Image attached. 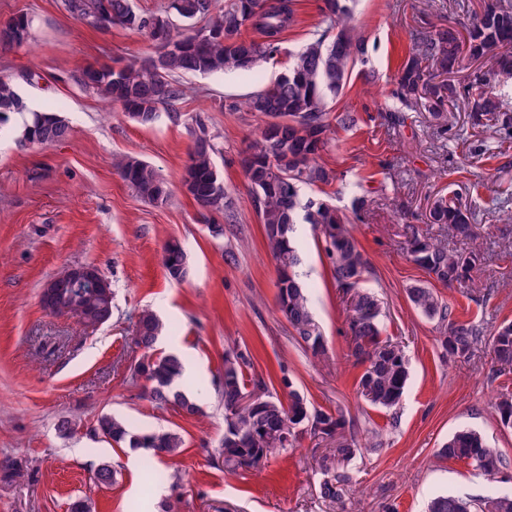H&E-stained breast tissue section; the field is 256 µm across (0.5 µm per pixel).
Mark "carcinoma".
Wrapping results in <instances>:
<instances>
[{"label":"carcinoma","instance_id":"obj_1","mask_svg":"<svg viewBox=\"0 0 512 512\" xmlns=\"http://www.w3.org/2000/svg\"><path fill=\"white\" fill-rule=\"evenodd\" d=\"M356 2L323 0L321 23L292 54L288 70L228 108L264 119L241 165L276 262L278 311L313 355L324 353L322 336L309 309L307 287L297 274L302 258L293 236L296 225L312 224L324 237L337 287L349 295L350 353L364 366L356 381L357 392L371 407L387 409L403 395L410 376L408 360L398 346L380 340V303L359 288L369 265L351 234L348 219L336 206L319 198L305 199L301 194L305 186L336 181L349 192L360 187L320 163L336 126L345 128L355 122L349 112L330 117V109L344 95L355 67L368 63L366 38L354 24ZM64 6L76 19L93 27L119 25L155 43L154 55L124 65L118 73L105 65L85 70L79 77L85 89L109 106L121 107L142 126L155 124L166 110L170 116H177L176 105L184 96L179 78L185 75H254L261 62L280 51L281 34L294 16L293 0H170L160 14L140 13L131 0H64ZM246 27L256 30L260 38L242 39ZM29 28L23 14L0 21V33L14 32L23 42L28 39ZM465 32L463 36L450 26L434 30L410 50L395 78L398 98L423 107L444 130L448 128V101H456L458 91L437 77L459 70L466 59H487L494 74L512 79V8L485 0L482 11ZM488 84L486 74H474L464 88L463 102L476 122L488 116L498 125V148L502 149L505 143L512 144V114L502 111L497 98L487 91ZM23 108L12 85L0 79V123L5 121L6 113ZM197 126L199 134L194 138L182 184L200 207L223 213L224 223L231 226L238 223V218L213 160L215 145L204 125L199 122ZM70 131L68 121L59 113L35 112L24 126L19 145L50 146L68 138ZM116 169L142 200L163 204L170 198L168 182L153 165L125 156L116 163ZM429 221L450 228L457 238L475 236L471 213L456 197L437 198L430 208ZM408 254L417 267L443 286L465 282L481 261L475 250H450L442 241L418 233L409 239ZM163 265L170 278L179 281L186 277V253L180 243L165 245ZM409 300L422 314L444 325L440 342L448 357L465 360L483 342L490 349L497 371L512 368V321L501 322L487 334L476 322L456 318L429 287L410 288ZM42 304L56 316L70 315L67 307L76 305L80 307L77 318L89 327L112 319V303L95 287H86L77 295L67 288L61 298L49 297ZM160 332L158 318L149 310L142 311L130 340L143 356L134 365L131 379L149 384L148 395L156 405H177L194 415L199 407L178 385L183 358L174 353H155ZM251 368L250 356L224 354L218 389L224 404V437L218 455L225 467L261 468L274 450L294 446L296 437L285 438L291 426L315 438L341 435L346 425L342 412L311 408L307 398L285 377L281 383L288 388V402L267 395L265 381L249 375ZM247 392L254 396V402L242 406L239 397ZM497 413L503 426H512L511 393L502 394ZM94 432L119 447L143 448L157 457L183 452L178 434L162 430L134 432L109 414L98 418ZM356 452L355 443L340 442L324 457L323 466L328 469L333 463L347 462ZM439 455L469 461L489 476L495 475L503 462L499 449L491 447L479 432L465 428L448 437ZM348 480L344 474L323 480L322 497L340 502ZM429 512H512V487L493 485L489 494L478 500L438 495L431 501Z\"/></svg>","mask_w":512,"mask_h":512}]
</instances>
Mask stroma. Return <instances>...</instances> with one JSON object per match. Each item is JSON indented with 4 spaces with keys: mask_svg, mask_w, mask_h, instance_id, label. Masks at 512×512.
I'll list each match as a JSON object with an SVG mask.
<instances>
[{
    "mask_svg": "<svg viewBox=\"0 0 512 512\" xmlns=\"http://www.w3.org/2000/svg\"><path fill=\"white\" fill-rule=\"evenodd\" d=\"M482 0H359L355 23L367 39L368 67H356L335 111L356 114L350 130L337 129L321 160L372 191L366 210L353 208L340 183L304 188L329 200L352 223L369 263L364 288L381 302V337L399 346L410 363L400 403L375 409L359 397L363 371L350 355L349 307L337 287L324 241L310 225L297 227L302 279L310 286L312 315L326 344L313 356L277 309V268L240 165V154L260 131V117L224 110L269 84L288 65L321 21L322 0H295L293 23L281 51L259 66L260 79L217 73L186 76L178 118L161 115L144 127L120 107H106L77 77L88 67L142 61L152 41L119 26L93 27L75 19L63 0H0V19L23 14L31 22L26 42L0 46V78L40 111L59 109L70 136L51 146H20L27 113H9L0 124V464L21 462L25 475L0 481V512H69L74 499L91 512H160L164 501L180 512H427L432 498L454 494L479 499L492 481L512 484V428L503 427L495 404L512 393V370L493 373L487 345L467 360L448 361L438 320L412 306L408 290L430 283L408 257L413 231L430 233L449 248L479 251L472 279L433 285L462 319L494 329L512 320V149L491 161L478 155L494 146L493 126L472 129L456 111L441 129L427 112L394 96V76L409 49L435 27L469 22ZM389 112L406 113L391 127ZM213 139L224 187L238 213L235 233L211 227L224 215L198 206L183 192L197 124ZM135 156L159 169L172 190L162 205L142 201L119 176L115 162ZM459 194L476 236L453 237L429 223L437 195ZM178 241L187 254L183 280L169 278L165 244ZM234 253L235 263L224 256ZM90 264L110 281L111 320L89 328L54 316L41 305L44 284L69 267ZM431 284V283H430ZM163 324L158 351L176 353L196 371L192 396L200 407L188 415L157 407L144 383H132L130 365L142 358L129 338L143 309ZM252 357L253 373L270 394L287 399L288 376L312 406L341 410L345 435L363 451L346 463L349 481L341 503L324 500L319 484L326 445L301 435L296 447L274 452L262 470L230 473L217 459L224 435L218 395L224 354ZM104 414L133 429L178 433L185 450L157 459L94 437ZM72 417L76 430L56 431ZM461 427L479 431L503 454L495 479L474 464L439 454ZM107 463L115 481L97 486L94 470Z\"/></svg>",
    "mask_w": 512,
    "mask_h": 512,
    "instance_id": "1",
    "label": "stroma"
}]
</instances>
